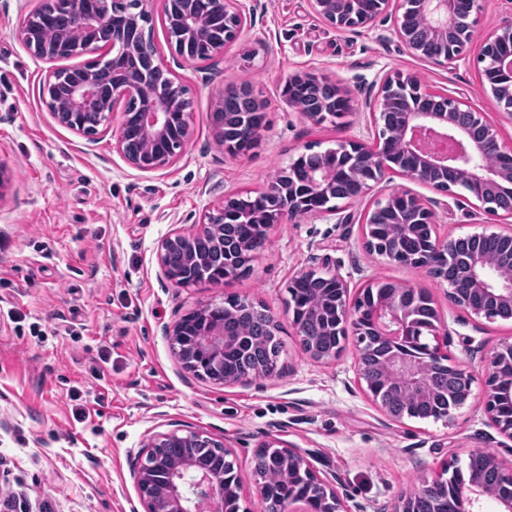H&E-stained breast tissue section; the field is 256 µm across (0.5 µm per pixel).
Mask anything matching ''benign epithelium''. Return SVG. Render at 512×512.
Wrapping results in <instances>:
<instances>
[{
  "instance_id": "benign-epithelium-1",
  "label": "benign epithelium",
  "mask_w": 512,
  "mask_h": 512,
  "mask_svg": "<svg viewBox=\"0 0 512 512\" xmlns=\"http://www.w3.org/2000/svg\"><path fill=\"white\" fill-rule=\"evenodd\" d=\"M161 21L175 53L192 62L211 61L224 53V46L255 25L254 16L242 0H160ZM313 12L340 33L369 29L382 14L393 16L399 42L416 58L446 69H456L473 41L480 0H309ZM116 0H40L16 31V37L37 60L51 63L73 56L102 52V57L82 67H53L40 79L38 94L55 123L89 140L95 139L112 112L123 108V120L114 149L132 168L150 172L171 166L191 138L190 113L185 105V87L157 53L144 51L146 28L153 25L154 0H136V10L115 8ZM512 42V21L501 24L481 43L477 62L492 68L502 80L489 85L492 98L512 108V55L497 52L499 45ZM298 87L313 102L305 116L314 124L336 118L349 106L346 89L324 75L312 72L291 76L286 87ZM374 96L365 100L372 113H379L382 127L376 142L344 141L324 163L296 171L295 163L252 200L253 209L240 215L243 224H260L264 231L284 221L308 215L336 216L341 222L342 206L336 188L351 183V200H361L373 184L390 180L398 173L451 197L458 205L475 200L479 208L496 219L512 218V146L500 143L497 130L484 115L466 101L428 88L414 73L386 74L373 81ZM255 111L239 115L242 140L259 136L262 123L255 114L266 102L255 96ZM224 96L213 103L211 126L224 142ZM462 187L466 194L454 191ZM237 194L205 210L200 228L193 234L172 233L160 244L157 259L164 275L183 285L195 284L192 274L173 275L167 265L172 247L189 258L188 268L203 271L208 257L200 242L221 243L224 223L235 217ZM434 200L407 190H392L375 199L363 216L364 247L386 262L421 269L448 285V306L462 308L477 317L494 312H512V250L498 248L490 253L482 243L496 240L512 243V231L474 233L441 240L434 231ZM470 248L463 267L450 258L458 248ZM254 250L244 242L225 254L224 278L239 274L251 261ZM337 289L336 318L332 334L345 337L371 329L384 345L383 362L399 391L423 398L431 392L427 368L406 350L411 338L423 341L428 335L439 339L442 323L435 316L432 332L414 327L415 305L407 295L418 289L394 284L387 294L364 307L349 304L348 282L330 276ZM224 303H210L180 320L172 330V348L183 367L215 383L251 384L267 376L262 370L224 374V352L233 345L224 334ZM512 353V342L501 344L485 360L488 423L512 441V422L503 421L498 405L512 399V374H504L500 358ZM367 351L359 349L356 370L363 390L378 401L364 376ZM209 448L200 458L186 453L171 455L172 448ZM233 455L224 439L203 434L189 425L159 434L145 444L131 462V473L139 490L143 512H197L207 503L210 512H224V499L240 487L224 477V458ZM283 476H299L322 490L320 497L292 496L288 512H344L336 486L298 448L281 449ZM444 483L424 482L401 495L392 512H412L416 497ZM457 512H483L491 501L497 512H512V498L502 497L488 483L473 477L457 488Z\"/></svg>"
}]
</instances>
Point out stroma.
<instances>
[{
	"label": "stroma",
	"mask_w": 512,
	"mask_h": 512,
	"mask_svg": "<svg viewBox=\"0 0 512 512\" xmlns=\"http://www.w3.org/2000/svg\"><path fill=\"white\" fill-rule=\"evenodd\" d=\"M244 4L255 26L208 62L181 60L154 23L157 53L187 89L192 137L173 165L141 172L113 148L121 112L92 140L53 122L38 97L48 65L15 36L38 0H0V164L10 176L0 198V512H132L140 502L131 459L177 424L232 449L240 512L261 510L252 458L269 443L329 464L348 512H390L401 494L477 451L512 465V441L485 414L482 363L512 342V319L449 307L446 284L371 255L361 228L370 198L344 203V224L308 216L277 225L248 273L217 284L177 286L157 260L165 237L195 230L226 194H258L300 155L370 141L365 99L379 74L414 73L464 98L512 145V116L486 92L477 63L483 39L512 21V0H481L474 40L452 72L408 53L386 17L341 34L308 0ZM309 71L348 89V114L316 126L288 102V78ZM246 82L267 102L265 123L256 147L234 156L216 140L211 112L226 86ZM434 211L442 239L512 230L470 204ZM303 270L341 275L354 297L370 279L426 289L447 327L448 355L475 378L466 403L446 421H395L357 380L356 335L338 358L304 354L288 309V285ZM230 296L263 304L283 325L281 375L224 386L173 354L166 327Z\"/></svg>",
	"instance_id": "1"
}]
</instances>
